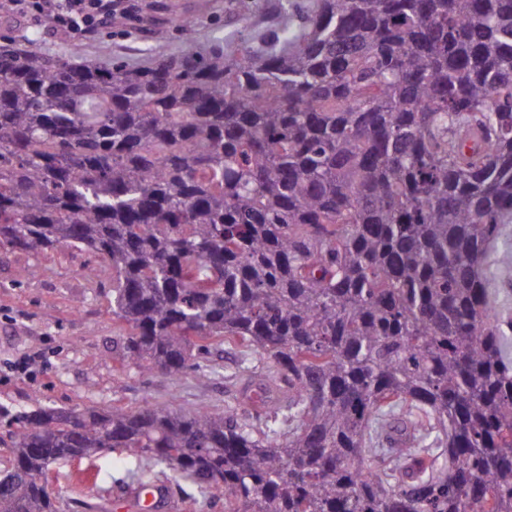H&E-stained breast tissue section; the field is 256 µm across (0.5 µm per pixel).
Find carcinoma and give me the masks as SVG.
Listing matches in <instances>:
<instances>
[{"instance_id":"carcinoma-1","label":"carcinoma","mask_w":512,"mask_h":512,"mask_svg":"<svg viewBox=\"0 0 512 512\" xmlns=\"http://www.w3.org/2000/svg\"><path fill=\"white\" fill-rule=\"evenodd\" d=\"M512 0H319L294 40L108 65L0 47V249L108 270L128 364L248 408L38 407L0 512L120 451L224 512H512ZM489 262L491 291L512 321V218L503 224Z\"/></svg>"}]
</instances>
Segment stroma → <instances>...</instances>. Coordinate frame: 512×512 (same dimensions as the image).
<instances>
[{
  "label": "stroma",
  "mask_w": 512,
  "mask_h": 512,
  "mask_svg": "<svg viewBox=\"0 0 512 512\" xmlns=\"http://www.w3.org/2000/svg\"><path fill=\"white\" fill-rule=\"evenodd\" d=\"M278 2L129 0V15L113 17L111 26L90 37L49 30L45 20L5 5L0 7V40L76 61L120 58L138 66L158 51H185L173 18L194 24L198 46L220 41L232 51L242 42L257 43L270 34L295 37L318 0H292L285 13ZM160 31L165 34L161 40L156 37ZM87 261V256L66 248L39 257L0 252V458L7 454L11 418L41 405L104 403L126 410L149 399L170 400L188 411L201 404H233L240 396L234 378L240 350L231 345L209 348L204 359L221 374L204 382L189 376L175 383L126 367V330L112 319L110 278L86 277ZM489 262L490 287L512 317V219L503 224ZM31 354L36 360L29 372L14 371V364ZM136 470L134 461L111 452L92 464L54 466L48 481L59 496L60 512H113V502L124 499L135 485ZM151 481L166 487L176 512H224L223 493L201 494L196 485L169 472H155Z\"/></svg>",
  "instance_id": "obj_1"
}]
</instances>
